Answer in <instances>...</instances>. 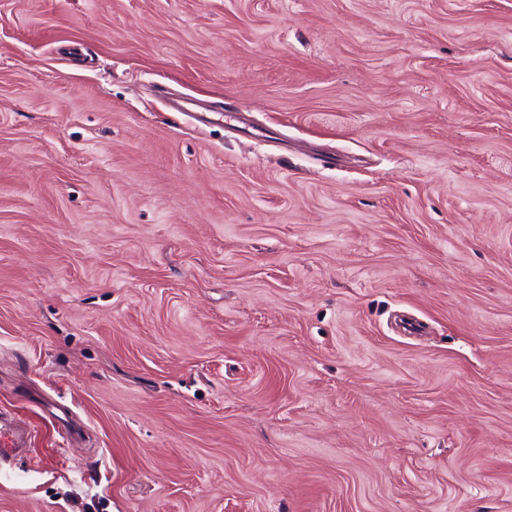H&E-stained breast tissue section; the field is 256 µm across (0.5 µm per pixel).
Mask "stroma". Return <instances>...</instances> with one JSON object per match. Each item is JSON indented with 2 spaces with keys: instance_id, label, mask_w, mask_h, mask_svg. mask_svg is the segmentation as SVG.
<instances>
[{
  "instance_id": "1",
  "label": "stroma",
  "mask_w": 512,
  "mask_h": 512,
  "mask_svg": "<svg viewBox=\"0 0 512 512\" xmlns=\"http://www.w3.org/2000/svg\"><path fill=\"white\" fill-rule=\"evenodd\" d=\"M0 411V512H512V0H0ZM26 423L14 422L5 424L0 415V463L3 459L25 453L30 434Z\"/></svg>"
}]
</instances>
